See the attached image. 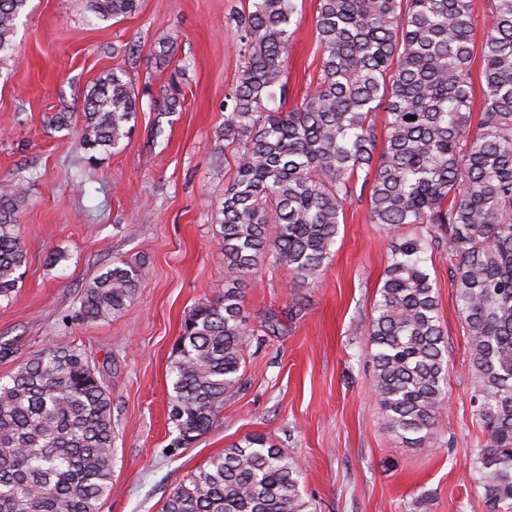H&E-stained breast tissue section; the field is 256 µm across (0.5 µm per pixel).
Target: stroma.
Returning <instances> with one entry per match:
<instances>
[{"label":"stroma","mask_w":512,"mask_h":512,"mask_svg":"<svg viewBox=\"0 0 512 512\" xmlns=\"http://www.w3.org/2000/svg\"><path fill=\"white\" fill-rule=\"evenodd\" d=\"M301 23L288 63L287 107L320 67L318 0H295ZM252 0H140L121 21L97 20L89 0H30L0 68V182L31 176L17 215L28 259L11 299L0 301V381L51 343L86 346L112 401V492L99 512H161L169 494L246 435L291 448L314 512H487L472 467L486 435L475 415L467 337L448 256L427 268L448 337V402L439 448H409L388 432L372 385L365 335L395 234L370 223L366 200L344 210L317 284L290 288L287 269L262 265L247 282V325L268 314L278 331L252 340L244 384L213 426L171 449L170 366L185 317L224 292V256L213 236L224 194V96L241 75L232 13ZM168 43L169 62L159 61ZM126 70L142 105L118 148L90 161L81 146L83 93ZM181 89L178 112L156 99ZM69 127H51L56 112ZM137 265L135 301L118 317L87 322L83 291L112 263Z\"/></svg>","instance_id":"obj_1"}]
</instances>
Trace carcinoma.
Masks as SVG:
<instances>
[{
	"label": "carcinoma",
	"mask_w": 512,
	"mask_h": 512,
	"mask_svg": "<svg viewBox=\"0 0 512 512\" xmlns=\"http://www.w3.org/2000/svg\"><path fill=\"white\" fill-rule=\"evenodd\" d=\"M138 3L95 0L94 14L115 20ZM27 7L0 0V65L17 54ZM295 13L294 0H253L234 16L243 69L224 100L232 176L213 221L224 293L191 310L177 342L172 447L206 432L242 386L247 279L266 261L296 287L315 284L360 180L371 223L415 227L392 242L366 328L386 429L410 447L440 446L448 341L426 260L443 253L487 434L473 469L489 512H512V0H491L477 124L473 0H318L321 67L285 111ZM139 108L126 71L100 78L84 94V148L118 147ZM27 182L0 185V298L27 262L16 209ZM139 284L138 267L112 264L85 289L80 318L118 316ZM112 440L110 395L87 351L65 342L39 350L0 382V512H98L112 491ZM302 477L289 448L252 434L176 486L162 512H310Z\"/></svg>",
	"instance_id": "carcinoma-1"
}]
</instances>
